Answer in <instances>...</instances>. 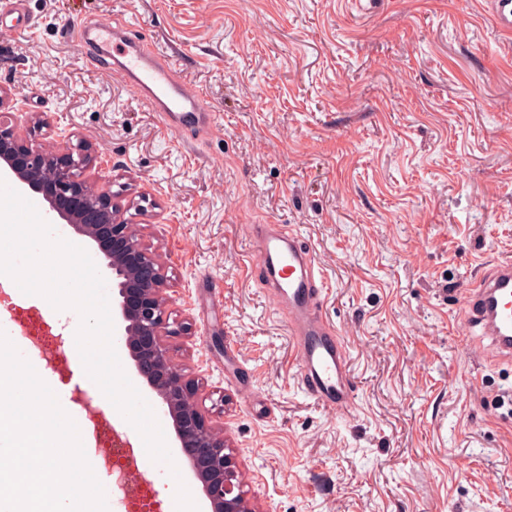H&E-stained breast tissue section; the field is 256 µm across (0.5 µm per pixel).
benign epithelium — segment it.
I'll return each mask as SVG.
<instances>
[{"label": "benign epithelium", "instance_id": "1", "mask_svg": "<svg viewBox=\"0 0 512 512\" xmlns=\"http://www.w3.org/2000/svg\"><path fill=\"white\" fill-rule=\"evenodd\" d=\"M11 92L0 87V167L22 185L45 195L51 217L93 240L118 288L117 328L138 373L157 392L173 420L183 455L202 483L212 512H256L236 483L237 461L219 431L194 403L195 384L172 360L169 285L160 256L142 244L140 224L128 216L142 212L145 196L112 190L103 177H83L108 161L91 144L70 142L60 133L35 144L16 129V113L3 111Z\"/></svg>", "mask_w": 512, "mask_h": 512}]
</instances>
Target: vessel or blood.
Returning a JSON list of instances; mask_svg holds the SVG:
<instances>
[{
  "instance_id": "1",
  "label": "vessel or blood",
  "mask_w": 512,
  "mask_h": 512,
  "mask_svg": "<svg viewBox=\"0 0 512 512\" xmlns=\"http://www.w3.org/2000/svg\"><path fill=\"white\" fill-rule=\"evenodd\" d=\"M490 13L498 30L511 37L512 0H490ZM95 31L101 47L118 50V73L148 100L163 126L175 128L179 112L188 107L195 114L194 131H211L207 103L178 79L170 55L133 37L126 48H118L117 29L107 23L96 25ZM249 239L266 274L263 291L275 300L295 344L299 384L328 410L350 414L357 405V390L344 339L323 313L325 278L314 254L283 224L251 225ZM463 310L465 321L479 327L486 353L512 364V263H496L464 289Z\"/></svg>"
}]
</instances>
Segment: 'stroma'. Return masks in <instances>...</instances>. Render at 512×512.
<instances>
[{"instance_id": "1", "label": "stroma", "mask_w": 512, "mask_h": 512, "mask_svg": "<svg viewBox=\"0 0 512 512\" xmlns=\"http://www.w3.org/2000/svg\"><path fill=\"white\" fill-rule=\"evenodd\" d=\"M0 0V86L99 147L115 186L146 194L181 331L173 360L221 426L263 512H512V408L479 359L459 299L512 262V37L489 0ZM133 25L175 55L215 128L190 139L112 74L76 24ZM253 224L298 229L327 278L359 402L333 413L297 385L286 323L262 293ZM77 311L0 282V330L73 418L27 343L74 352ZM239 352L237 381L224 345ZM199 512L210 504L172 421L124 344ZM251 381L256 410L238 386ZM467 459L460 470L453 458Z\"/></svg>"}]
</instances>
